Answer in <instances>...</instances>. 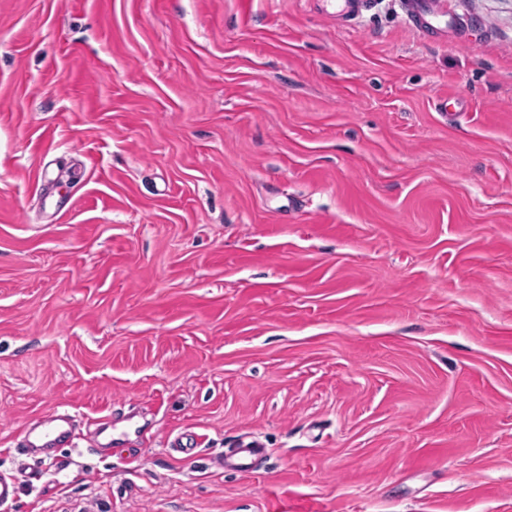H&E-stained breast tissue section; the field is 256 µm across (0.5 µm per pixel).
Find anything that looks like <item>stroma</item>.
<instances>
[{
    "mask_svg": "<svg viewBox=\"0 0 512 512\" xmlns=\"http://www.w3.org/2000/svg\"><path fill=\"white\" fill-rule=\"evenodd\" d=\"M447 3L0 0L6 512H512V0ZM437 1L444 0H404L406 15L411 25L424 37H434L455 27L458 19ZM74 426V419L68 413H56L38 426L25 427L19 435L20 443L29 454L48 457L51 452L65 440L69 439Z\"/></svg>",
    "mask_w": 512,
    "mask_h": 512,
    "instance_id": "obj_1",
    "label": "stroma"
}]
</instances>
